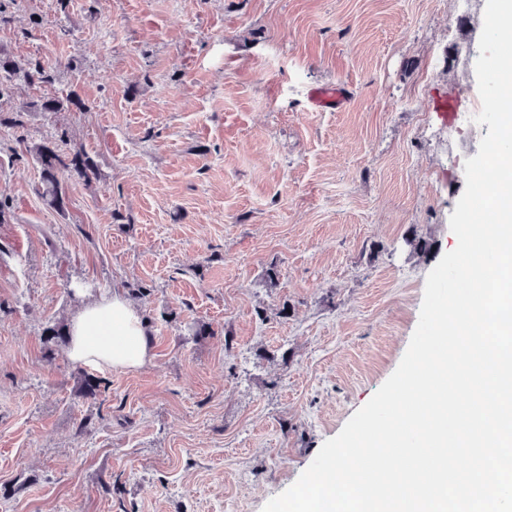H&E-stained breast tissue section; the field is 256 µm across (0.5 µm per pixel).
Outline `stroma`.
Listing matches in <instances>:
<instances>
[{
	"mask_svg": "<svg viewBox=\"0 0 512 512\" xmlns=\"http://www.w3.org/2000/svg\"><path fill=\"white\" fill-rule=\"evenodd\" d=\"M485 7L18 0L0 46L87 106L28 140L67 129L99 176L59 212L0 127V512H262L296 482L396 370L455 239ZM326 82L344 111L309 109ZM115 291L150 356L91 400L46 330ZM306 101L316 112H340L350 101V91L342 83H323L308 90Z\"/></svg>",
	"mask_w": 512,
	"mask_h": 512,
	"instance_id": "stroma-1",
	"label": "stroma"
}]
</instances>
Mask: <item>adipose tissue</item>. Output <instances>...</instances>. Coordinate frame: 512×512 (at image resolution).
I'll return each instance as SVG.
<instances>
[{"instance_id": "ef3b65f1", "label": "adipose tissue", "mask_w": 512, "mask_h": 512, "mask_svg": "<svg viewBox=\"0 0 512 512\" xmlns=\"http://www.w3.org/2000/svg\"><path fill=\"white\" fill-rule=\"evenodd\" d=\"M69 355L87 366L134 369L147 362L149 342L138 314L115 294L77 311Z\"/></svg>"}]
</instances>
